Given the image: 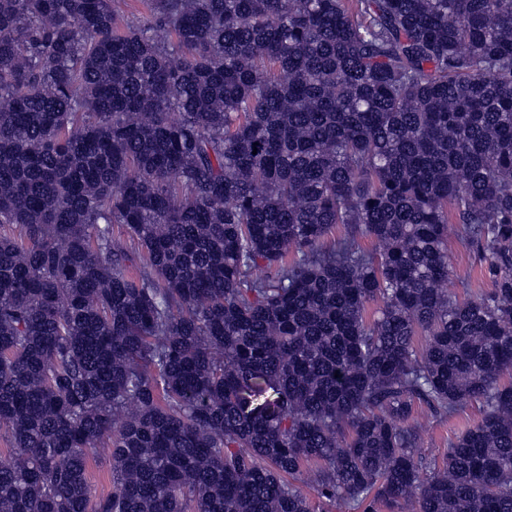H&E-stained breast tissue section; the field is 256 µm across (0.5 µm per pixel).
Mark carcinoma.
Returning a JSON list of instances; mask_svg holds the SVG:
<instances>
[{
    "label": "carcinoma",
    "instance_id": "cac0c4a2",
    "mask_svg": "<svg viewBox=\"0 0 512 512\" xmlns=\"http://www.w3.org/2000/svg\"><path fill=\"white\" fill-rule=\"evenodd\" d=\"M124 2L0 0V512H512V0ZM450 274L444 288L458 300L488 292L492 280L486 272V263L481 255L471 247L465 236L448 240ZM477 404L467 405L447 417L430 416L424 408L414 407L413 419L424 429V440L420 448L428 461L441 463L448 452V444L465 426L473 424L481 417ZM88 480L92 499L109 494L112 490L110 463L103 458H91L88 465Z\"/></svg>",
    "mask_w": 512,
    "mask_h": 512
}]
</instances>
